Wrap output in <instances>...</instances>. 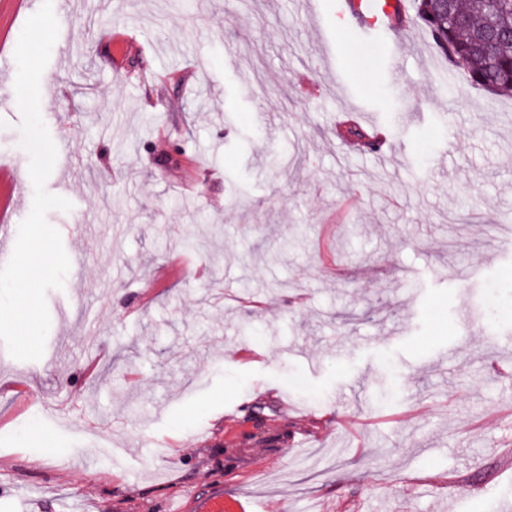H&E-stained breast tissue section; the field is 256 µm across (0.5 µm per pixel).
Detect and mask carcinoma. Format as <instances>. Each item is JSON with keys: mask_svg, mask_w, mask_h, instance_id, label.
<instances>
[{"mask_svg": "<svg viewBox=\"0 0 512 512\" xmlns=\"http://www.w3.org/2000/svg\"><path fill=\"white\" fill-rule=\"evenodd\" d=\"M414 18L449 65H465L470 83L512 96V0H457L444 9L412 0Z\"/></svg>", "mask_w": 512, "mask_h": 512, "instance_id": "carcinoma-1", "label": "carcinoma"}]
</instances>
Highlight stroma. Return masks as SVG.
<instances>
[{
	"mask_svg": "<svg viewBox=\"0 0 512 512\" xmlns=\"http://www.w3.org/2000/svg\"><path fill=\"white\" fill-rule=\"evenodd\" d=\"M41 3L0 0V163L29 162L14 50ZM53 9L41 114L72 166L46 189L72 208L46 219L71 267L43 357L0 343V512H197L215 491L224 512H495L512 96L414 22L349 53L336 0ZM358 108L385 160L342 151L336 116Z\"/></svg>",
	"mask_w": 512,
	"mask_h": 512,
	"instance_id": "obj_1",
	"label": "stroma"
}]
</instances>
